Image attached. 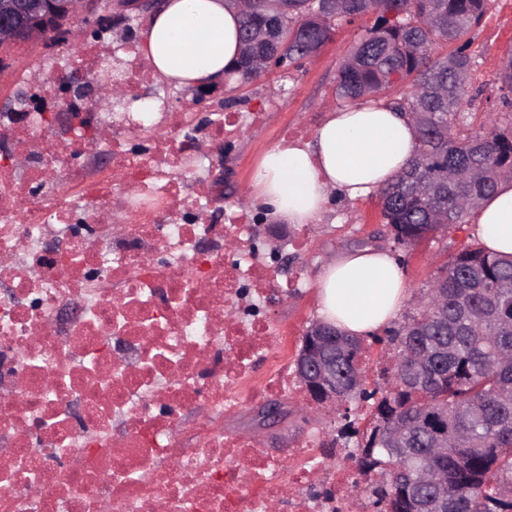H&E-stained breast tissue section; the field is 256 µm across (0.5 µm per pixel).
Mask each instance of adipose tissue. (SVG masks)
Listing matches in <instances>:
<instances>
[{"label": "adipose tissue", "mask_w": 512, "mask_h": 512, "mask_svg": "<svg viewBox=\"0 0 512 512\" xmlns=\"http://www.w3.org/2000/svg\"><path fill=\"white\" fill-rule=\"evenodd\" d=\"M238 24L225 0H163L142 34L141 49L159 78L213 86L238 57ZM415 138L414 125L384 103L330 109L312 141H283L265 152L246 198L287 223H316L332 195L359 201L377 192L405 167ZM474 220L480 243L512 255L511 181L498 184ZM318 296L324 321L362 337L389 326L411 294L397 261L366 247L328 263Z\"/></svg>", "instance_id": "obj_1"}]
</instances>
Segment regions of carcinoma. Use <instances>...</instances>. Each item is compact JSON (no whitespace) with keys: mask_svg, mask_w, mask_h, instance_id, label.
I'll use <instances>...</instances> for the list:
<instances>
[{"mask_svg":"<svg viewBox=\"0 0 512 512\" xmlns=\"http://www.w3.org/2000/svg\"><path fill=\"white\" fill-rule=\"evenodd\" d=\"M487 0H273L243 11L239 39L251 43L227 72L246 83L258 62L300 67L341 20L373 15L341 60L336 97L344 106L387 100L412 120L417 142L407 166L378 191L389 240L411 251L441 228L466 223L498 183L512 180V54L497 92L505 112L462 116L474 61L470 34ZM404 320L372 341L391 348L392 367L365 387L364 340L336 331L332 447L355 448L356 506L374 512H512V259L467 244L413 295ZM372 408L359 428L349 404ZM437 439L446 448H434Z\"/></svg>","mask_w":512,"mask_h":512,"instance_id":"obj_1","label":"carcinoma"}]
</instances>
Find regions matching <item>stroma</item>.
<instances>
[{
	"label": "stroma",
	"mask_w": 512,
	"mask_h": 512,
	"mask_svg": "<svg viewBox=\"0 0 512 512\" xmlns=\"http://www.w3.org/2000/svg\"><path fill=\"white\" fill-rule=\"evenodd\" d=\"M369 18L339 23L328 41L315 55L306 59L301 69H278L246 84L225 79L224 83L207 92L208 100L228 96L238 97V125L222 153L209 155L206 170L190 168L183 176L185 196L195 194L196 183L205 177L210 181H227L235 191H244L251 173L261 156L280 142L281 131L292 125L316 129L326 118L329 109L336 107L334 94L336 72L343 56L356 43ZM470 51L475 65L471 86L482 89L473 109L486 112L491 108L487 95L493 94L504 58L512 54V0H489L480 27L473 35ZM23 61L24 71L0 82V105L8 104L20 110L29 97L27 71L46 72L54 58L52 51L21 47L16 51ZM277 83L282 92L270 96L269 83ZM264 115L263 123L252 120L253 113ZM379 199L369 196L359 202L333 198L318 223L308 226L287 225L278 243L281 254L278 272L281 280H300L297 293L279 294L268 303L265 312L272 325L288 323L293 330L292 348H299L307 328L318 318L316 280L318 274L333 259L366 246L391 250L392 244L383 231ZM471 225L457 227L447 236L422 243L412 252L404 266L407 286L418 291L426 285L439 264L449 253L473 242ZM292 413L275 426L262 429L254 421L251 405H243L224 421L230 433H247L257 439V450L276 458L287 457L291 448L305 440L325 437L336 425V413L329 408L318 410L309 420L294 415L297 400H289Z\"/></svg>",
	"instance_id": "1"
}]
</instances>
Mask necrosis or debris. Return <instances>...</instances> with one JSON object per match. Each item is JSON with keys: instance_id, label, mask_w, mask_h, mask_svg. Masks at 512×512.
<instances>
[{"instance_id": "obj_1", "label": "necrosis or debris", "mask_w": 512, "mask_h": 512, "mask_svg": "<svg viewBox=\"0 0 512 512\" xmlns=\"http://www.w3.org/2000/svg\"><path fill=\"white\" fill-rule=\"evenodd\" d=\"M125 56L133 93L108 138L99 113L57 95L76 76L62 51L31 92L75 113V135L0 117V512H344L351 451L329 471L311 440L287 471L224 430L243 404L303 396L260 314L277 274L254 249L256 215L217 223L203 181L184 201L190 145H222L233 114L215 106L199 132L187 110L141 109L153 75L137 46ZM98 152L110 167L94 173Z\"/></svg>"}]
</instances>
